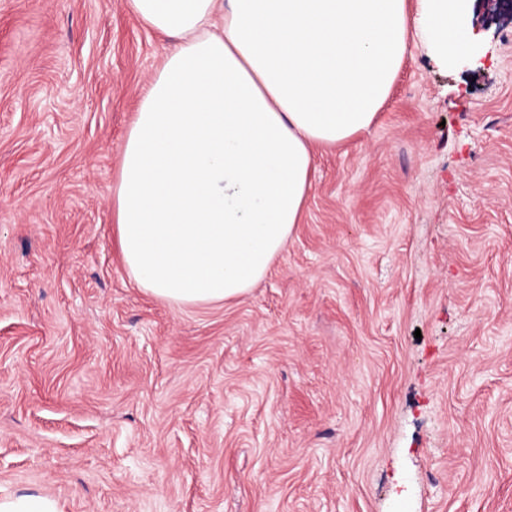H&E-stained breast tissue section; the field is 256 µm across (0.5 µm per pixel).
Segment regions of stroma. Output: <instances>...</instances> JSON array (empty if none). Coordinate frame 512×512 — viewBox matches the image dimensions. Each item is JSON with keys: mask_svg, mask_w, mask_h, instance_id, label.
I'll return each mask as SVG.
<instances>
[{"mask_svg": "<svg viewBox=\"0 0 512 512\" xmlns=\"http://www.w3.org/2000/svg\"><path fill=\"white\" fill-rule=\"evenodd\" d=\"M411 29L370 129L315 149L244 297L130 279L112 185L171 46L126 0H0V499L63 512H512V16ZM470 0H419L417 19L425 43L445 60L468 58L477 36L464 22ZM1 512H60L58 504L49 498L36 495H20L0 500Z\"/></svg>", "mask_w": 512, "mask_h": 512, "instance_id": "1", "label": "stroma"}]
</instances>
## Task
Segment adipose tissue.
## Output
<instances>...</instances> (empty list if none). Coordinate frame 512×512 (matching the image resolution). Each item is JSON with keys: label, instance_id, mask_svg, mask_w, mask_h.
Listing matches in <instances>:
<instances>
[{"label": "adipose tissue", "instance_id": "1", "mask_svg": "<svg viewBox=\"0 0 512 512\" xmlns=\"http://www.w3.org/2000/svg\"><path fill=\"white\" fill-rule=\"evenodd\" d=\"M445 60L477 40L468 0H419ZM174 39L112 186L127 272L187 307L250 292L300 223L313 149L367 131L407 50V0H127Z\"/></svg>", "mask_w": 512, "mask_h": 512}]
</instances>
